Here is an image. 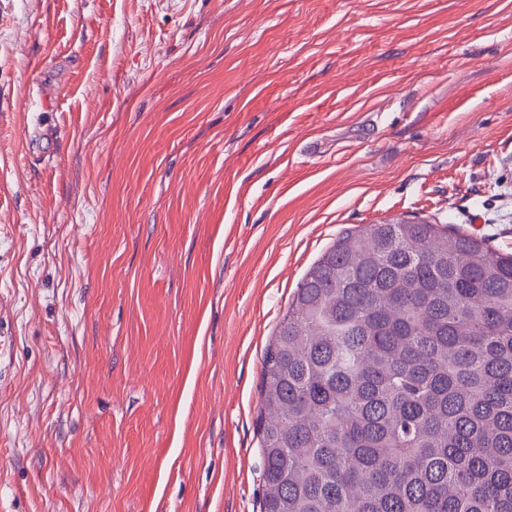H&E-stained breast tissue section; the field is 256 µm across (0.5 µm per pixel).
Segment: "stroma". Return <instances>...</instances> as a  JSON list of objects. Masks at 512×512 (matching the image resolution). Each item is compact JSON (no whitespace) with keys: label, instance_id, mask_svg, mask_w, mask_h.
I'll list each match as a JSON object with an SVG mask.
<instances>
[{"label":"stroma","instance_id":"obj_1","mask_svg":"<svg viewBox=\"0 0 512 512\" xmlns=\"http://www.w3.org/2000/svg\"><path fill=\"white\" fill-rule=\"evenodd\" d=\"M396 219L512 254V0H0V512H260L266 349ZM49 100L46 95L38 101L30 100L24 109L21 125L25 134L32 132L45 140L49 152H52L58 139V127Z\"/></svg>","mask_w":512,"mask_h":512}]
</instances>
